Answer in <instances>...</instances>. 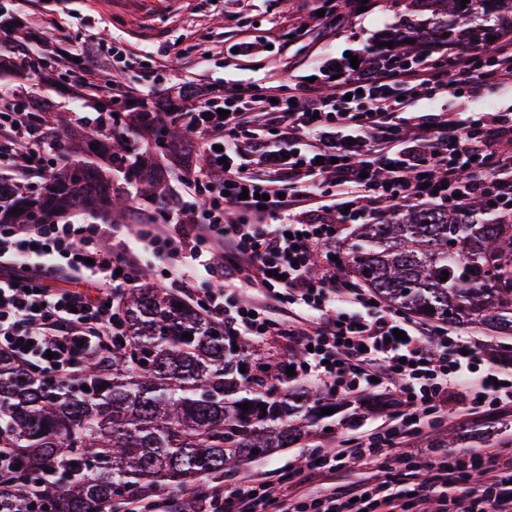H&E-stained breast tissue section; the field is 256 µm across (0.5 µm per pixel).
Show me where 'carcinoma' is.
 Masks as SVG:
<instances>
[{
    "mask_svg": "<svg viewBox=\"0 0 512 512\" xmlns=\"http://www.w3.org/2000/svg\"><path fill=\"white\" fill-rule=\"evenodd\" d=\"M412 2L430 12L428 36L442 46L512 34V0H468L464 8L461 0ZM408 39L390 34L393 48L363 58L364 70L412 64L417 45ZM86 105L93 126L80 138L84 157L53 170L40 191L0 179V224L84 207L110 214L132 189L167 208L166 173L134 139L165 151L192 149V130L157 123L153 105L129 113L98 94ZM99 154L123 183L93 160ZM465 210L464 217L409 207L384 224H358L338 246L343 268L401 310L453 323L481 320L511 336L512 224L485 219L479 200ZM124 304V340L69 383L0 353V448L24 463L23 471L0 476V512H14L25 489L49 512H105L117 498L197 488L311 434L331 440L322 409L336 407L334 394L275 387L273 363L245 352L223 325L173 293L142 282Z\"/></svg>",
    "mask_w": 512,
    "mask_h": 512,
    "instance_id": "cac0c4a2",
    "label": "carcinoma"
}]
</instances>
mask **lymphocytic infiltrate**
Segmentation results:
<instances>
[{
	"label": "lymphocytic infiltrate",
	"mask_w": 512,
	"mask_h": 512,
	"mask_svg": "<svg viewBox=\"0 0 512 512\" xmlns=\"http://www.w3.org/2000/svg\"><path fill=\"white\" fill-rule=\"evenodd\" d=\"M312 75L288 86L215 84L157 113L199 137L208 169L185 176L176 207L128 226L122 251L105 247L95 215L0 224V352L62 379L100 359L123 333L121 298L149 252L158 284L197 289V305L226 335L256 348L282 339L276 384L316 381L340 399L381 401L388 417L349 427L277 478L171 490L127 512H188L187 498L189 512H425L433 501L438 512H512L511 446L402 452L451 416L512 417V362L485 340L376 300L337 261L314 262L352 225L381 223L396 207L459 211L479 199L512 219V113L465 108L512 94V41L376 79L324 67ZM450 97L462 110L414 109ZM248 146L266 178L250 171ZM62 157L43 112L1 93L0 167L35 188ZM352 459L380 470L345 482ZM486 471L493 479L475 484Z\"/></svg>",
	"instance_id": "1"
}]
</instances>
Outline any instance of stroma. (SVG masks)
I'll list each match as a JSON object with an SVG mask.
<instances>
[{
    "mask_svg": "<svg viewBox=\"0 0 512 512\" xmlns=\"http://www.w3.org/2000/svg\"><path fill=\"white\" fill-rule=\"evenodd\" d=\"M324 5L325 0H68L67 26L75 35L92 28L114 36L145 56L166 50L167 62L176 75L153 88V95L176 97L188 85L201 96L209 85L224 80L277 86L302 74L298 41L284 47L281 36ZM409 17L406 0H384L382 7L371 12L353 14L334 34L317 41L319 59L335 66L337 72L351 71V56H365L383 33L400 27ZM245 40L255 43V53L246 57L234 54L235 45ZM190 43L210 49L211 60L203 65L194 59L181 62L180 55ZM63 71L62 62L55 59L33 77L5 68L0 70V87L32 86L41 108L82 111L84 93L59 81ZM429 439L450 440L459 449L496 448L512 440V418L442 427Z\"/></svg>",
    "mask_w": 512,
    "mask_h": 512,
    "instance_id": "35a3bbf8",
    "label": "stroma"
}]
</instances>
